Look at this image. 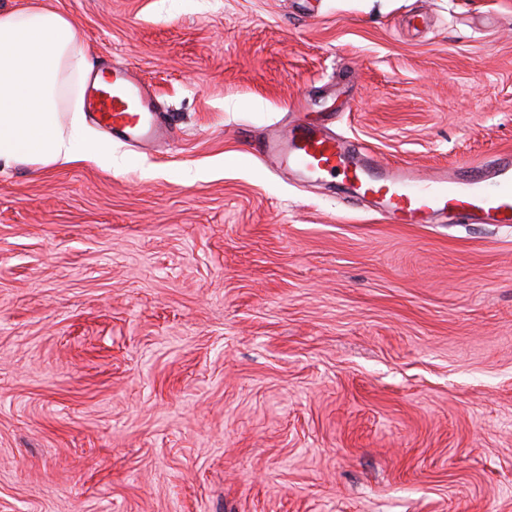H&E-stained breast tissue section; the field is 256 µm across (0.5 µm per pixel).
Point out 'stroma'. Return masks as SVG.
Masks as SVG:
<instances>
[{"mask_svg": "<svg viewBox=\"0 0 512 512\" xmlns=\"http://www.w3.org/2000/svg\"><path fill=\"white\" fill-rule=\"evenodd\" d=\"M171 134L0 173V512H512V225L388 224L254 151L298 118L512 149V0H0Z\"/></svg>", "mask_w": 512, "mask_h": 512, "instance_id": "stroma-1", "label": "stroma"}]
</instances>
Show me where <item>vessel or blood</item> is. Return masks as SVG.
Wrapping results in <instances>:
<instances>
[{
	"instance_id": "1",
	"label": "vessel or blood",
	"mask_w": 512,
	"mask_h": 512,
	"mask_svg": "<svg viewBox=\"0 0 512 512\" xmlns=\"http://www.w3.org/2000/svg\"><path fill=\"white\" fill-rule=\"evenodd\" d=\"M88 111L115 139L149 143L167 139L149 88L125 67L112 70V87L88 80ZM256 150L281 175L340 179L355 197L369 200L392 224H426L456 214L469 224H512V153L464 164L454 174L381 160L367 144L298 122L285 136L258 141Z\"/></svg>"
}]
</instances>
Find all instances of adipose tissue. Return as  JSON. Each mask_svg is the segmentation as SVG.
Returning <instances> with one entry per match:
<instances>
[{
    "label": "adipose tissue",
    "instance_id": "obj_1",
    "mask_svg": "<svg viewBox=\"0 0 512 512\" xmlns=\"http://www.w3.org/2000/svg\"><path fill=\"white\" fill-rule=\"evenodd\" d=\"M76 23L41 8L0 12V166H48L76 158L77 132L57 107L64 62L74 61Z\"/></svg>",
    "mask_w": 512,
    "mask_h": 512
}]
</instances>
